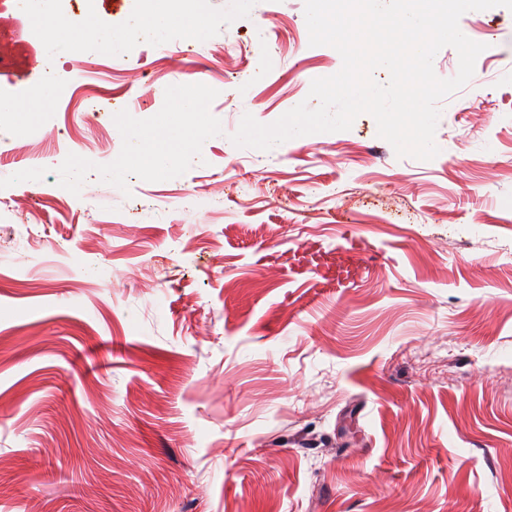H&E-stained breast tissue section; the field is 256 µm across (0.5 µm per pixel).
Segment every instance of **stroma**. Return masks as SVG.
Masks as SVG:
<instances>
[{"label": "stroma", "instance_id": "stroma-1", "mask_svg": "<svg viewBox=\"0 0 512 512\" xmlns=\"http://www.w3.org/2000/svg\"><path fill=\"white\" fill-rule=\"evenodd\" d=\"M460 24L488 50L429 161L368 114L226 160L244 114L342 66L304 0H209L199 135L177 28L84 72L61 42L0 86V512H512V11ZM26 112L51 138L16 180ZM159 127L194 146L155 176L131 135ZM359 248L354 244L350 247H345L336 252L337 271H336V285L338 287L344 284V281L351 274L352 270L357 266L360 260Z\"/></svg>", "mask_w": 512, "mask_h": 512}]
</instances>
